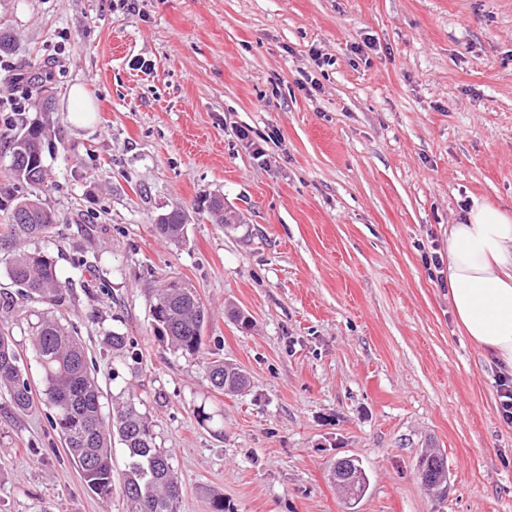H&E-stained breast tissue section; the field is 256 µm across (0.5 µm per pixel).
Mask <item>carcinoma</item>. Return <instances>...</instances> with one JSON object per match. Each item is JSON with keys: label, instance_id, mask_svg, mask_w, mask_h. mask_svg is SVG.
<instances>
[{"label": "carcinoma", "instance_id": "carcinoma-1", "mask_svg": "<svg viewBox=\"0 0 512 512\" xmlns=\"http://www.w3.org/2000/svg\"><path fill=\"white\" fill-rule=\"evenodd\" d=\"M46 140V129L35 123L9 140L10 177L25 191L9 196L7 223L0 224V243L14 248L6 271L23 295L60 305L65 289L54 262L40 252L19 248L31 238L59 231L55 216L42 206L37 194L46 180ZM203 211L214 224L239 223L237 213L224 207L222 197L205 200ZM185 223L184 212L173 209L157 216L155 230L162 240L178 244L184 239ZM151 313L155 336L171 349L190 356L201 352L207 312L192 288L176 282L165 285L157 293ZM31 345L40 372L36 384L31 383L21 354L0 332V389L6 390L12 406L26 412L38 399L52 408V428L63 439L85 486L103 502L112 501V444L117 442L126 456L123 494L131 512H177L182 485L170 456L157 446L151 422L133 399L118 401L112 405V414H102L95 368L88 362L76 330L46 316L35 327ZM205 371L217 390L239 393L247 387L246 375L229 363L214 360L207 363ZM343 465L355 471V480L346 484L338 469L337 484L347 500L356 502L368 492L370 477L356 458L338 460V466ZM418 472L428 478L424 485L428 491L448 481V466L441 455L424 454Z\"/></svg>", "mask_w": 512, "mask_h": 512}]
</instances>
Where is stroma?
Instances as JSON below:
<instances>
[{"instance_id":"stroma-1","label":"stroma","mask_w":512,"mask_h":512,"mask_svg":"<svg viewBox=\"0 0 512 512\" xmlns=\"http://www.w3.org/2000/svg\"><path fill=\"white\" fill-rule=\"evenodd\" d=\"M1 31L0 199L17 189L9 136L42 123L40 199L61 232L28 247L68 283L53 308L0 262L15 302L0 328L30 379L31 326L50 311L77 328L104 409L130 396L151 421L178 512L215 497L226 512H512L502 369L460 331L446 262L464 202L512 212V0H0ZM75 84L95 106L86 124L66 110ZM214 194L241 224L199 211ZM174 208L179 245L154 231ZM174 277L210 312L207 357L245 371L244 392L214 390L154 336V294ZM112 330L130 346L112 351ZM50 414L0 390V512H128L121 445L106 504ZM428 449L447 460L441 498L417 473ZM347 457L371 479L353 507L332 475Z\"/></svg>"}]
</instances>
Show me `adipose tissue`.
Here are the masks:
<instances>
[{
    "label": "adipose tissue",
    "instance_id": "obj_1",
    "mask_svg": "<svg viewBox=\"0 0 512 512\" xmlns=\"http://www.w3.org/2000/svg\"><path fill=\"white\" fill-rule=\"evenodd\" d=\"M448 299L472 343L512 369V213L476 199L449 225Z\"/></svg>",
    "mask_w": 512,
    "mask_h": 512
}]
</instances>
